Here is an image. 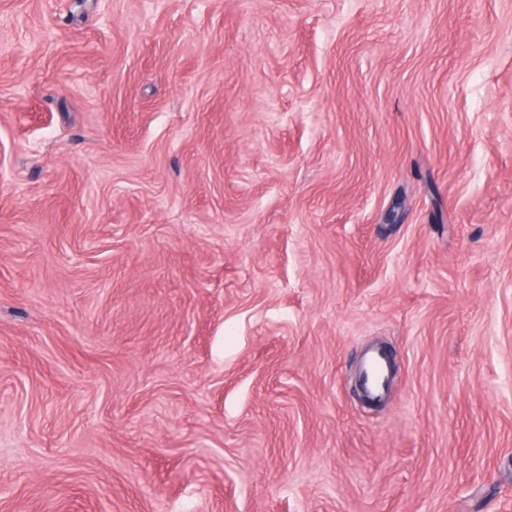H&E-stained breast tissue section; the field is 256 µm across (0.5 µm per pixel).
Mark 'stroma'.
Masks as SVG:
<instances>
[{"mask_svg":"<svg viewBox=\"0 0 512 512\" xmlns=\"http://www.w3.org/2000/svg\"><path fill=\"white\" fill-rule=\"evenodd\" d=\"M0 512H512V0H0ZM367 372V388L372 395H381L384 392L386 367L385 361L378 352L369 353L364 360Z\"/></svg>","mask_w":512,"mask_h":512,"instance_id":"obj_1","label":"stroma"}]
</instances>
